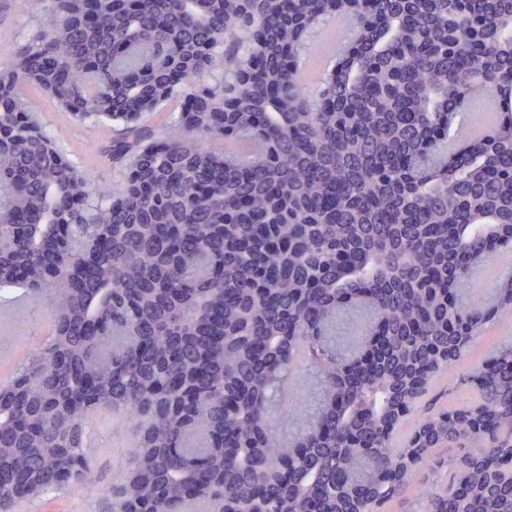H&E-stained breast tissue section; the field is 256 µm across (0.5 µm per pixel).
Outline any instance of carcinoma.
<instances>
[{"label": "carcinoma", "instance_id": "obj_1", "mask_svg": "<svg viewBox=\"0 0 512 512\" xmlns=\"http://www.w3.org/2000/svg\"><path fill=\"white\" fill-rule=\"evenodd\" d=\"M0 71V290L52 335L0 391V512L94 479L100 512H512V0H51ZM345 23L305 82L322 22ZM124 137L93 185L29 91ZM171 134L142 123L171 99ZM466 125L479 140L449 142ZM102 248L81 263L74 253ZM452 451L441 456L437 449ZM512 342V319H503L485 331L474 342L471 351L470 365L479 363L496 346L506 342ZM457 371V369H452L448 371L447 374L440 376L436 383H434L430 388L427 399L434 395H438L442 397V400L448 401V403L458 404L461 402H466L470 397L468 393L454 392L448 395V393L444 391L446 387H448V389L452 387V381L456 376ZM98 446L90 452L95 465L96 481L78 494L53 493L18 512H95L103 489L120 475L125 456L133 442L131 429L112 418H94Z\"/></svg>", "mask_w": 512, "mask_h": 512}]
</instances>
